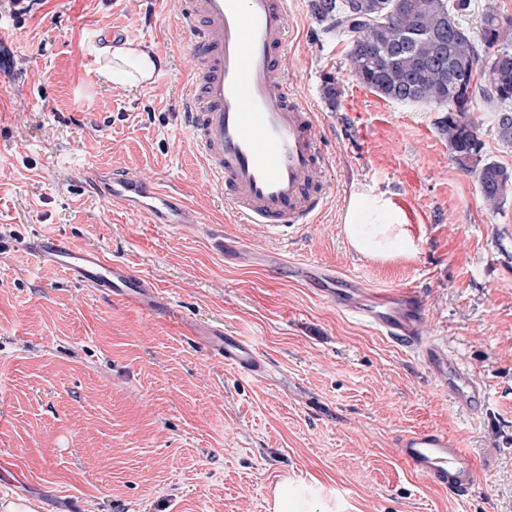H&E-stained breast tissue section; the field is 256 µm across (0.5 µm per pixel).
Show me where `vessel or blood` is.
<instances>
[{"mask_svg": "<svg viewBox=\"0 0 512 512\" xmlns=\"http://www.w3.org/2000/svg\"><path fill=\"white\" fill-rule=\"evenodd\" d=\"M195 39L193 69L183 97V116L193 148L223 189L241 224L270 231L310 224L328 204V165L318 147L315 112L288 88V0H186L183 13ZM97 194L112 204L146 215L153 224H194L186 203L170 190L127 174L95 177ZM26 250L63 268L95 291L152 307L159 294L148 278L95 250H76L62 239L41 236ZM345 311L395 341L419 347L433 375L465 403L481 392L438 346L422 343L419 295L398 289L372 302L348 299ZM225 364L252 377L264 374L260 354L236 336L219 339ZM397 456L431 483L463 495L472 488L477 465L447 434L424 431L401 435Z\"/></svg>", "mask_w": 512, "mask_h": 512, "instance_id": "obj_1", "label": "vessel or blood"}]
</instances>
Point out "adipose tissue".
I'll return each instance as SVG.
<instances>
[{"label":"adipose tissue","mask_w":512,"mask_h":512,"mask_svg":"<svg viewBox=\"0 0 512 512\" xmlns=\"http://www.w3.org/2000/svg\"><path fill=\"white\" fill-rule=\"evenodd\" d=\"M102 54L101 76L130 86L150 83L159 65L154 53L130 44L103 47ZM342 230L356 252L378 262L409 256L415 248L404 211L382 194L352 193Z\"/></svg>","instance_id":"ef3b65f1"}]
</instances>
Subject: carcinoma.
Here are the masks:
<instances>
[{
  "label": "carcinoma",
  "instance_id": "obj_1",
  "mask_svg": "<svg viewBox=\"0 0 512 512\" xmlns=\"http://www.w3.org/2000/svg\"><path fill=\"white\" fill-rule=\"evenodd\" d=\"M471 0H309V11L325 33L349 39L348 67L363 86L384 99L418 103L444 112L440 131L460 169L477 174L485 201L501 202L512 190V173L482 162L476 125L468 118L479 90L474 83L481 58L470 36L451 27V12L470 9ZM482 40L495 48L486 66L487 94L501 104L499 139L512 145V33L494 10L486 11Z\"/></svg>",
  "mask_w": 512,
  "mask_h": 512
}]
</instances>
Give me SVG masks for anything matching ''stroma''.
<instances>
[{
	"label": "stroma",
	"mask_w": 512,
	"mask_h": 512,
	"mask_svg": "<svg viewBox=\"0 0 512 512\" xmlns=\"http://www.w3.org/2000/svg\"><path fill=\"white\" fill-rule=\"evenodd\" d=\"M184 0H33L14 13L0 67V503L34 512H268L283 479L335 512H512V193L488 205L425 105L381 98L348 72L346 38L290 0L292 92L317 115L330 200L281 236L239 224L194 152L182 92L193 65ZM162 60L152 83L100 78L103 31ZM339 95L328 105L326 76ZM496 102L477 94L484 159L512 170ZM160 182L195 224H152L97 196V173ZM391 197L415 252L388 263L342 232L353 191ZM99 251L160 288L146 309L100 294L23 251L37 236ZM309 263L364 291L413 288L420 336L482 390L462 406L421 356L350 317ZM252 342L258 380L209 337ZM445 432L475 459L458 497L410 471L398 436Z\"/></svg>",
	"instance_id": "obj_1"
}]
</instances>
